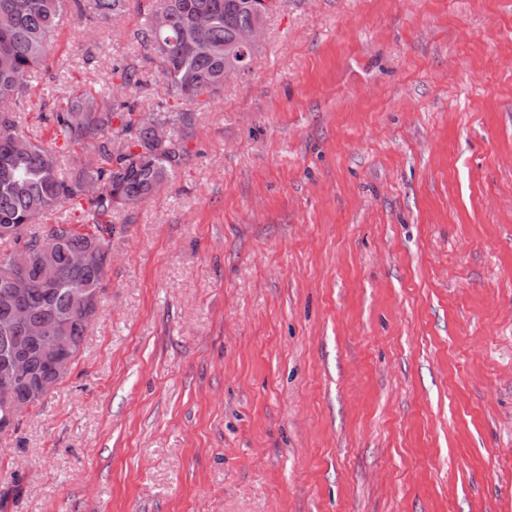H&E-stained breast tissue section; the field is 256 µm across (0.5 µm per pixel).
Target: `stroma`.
Segmentation results:
<instances>
[{
  "label": "stroma",
  "instance_id": "obj_1",
  "mask_svg": "<svg viewBox=\"0 0 512 512\" xmlns=\"http://www.w3.org/2000/svg\"><path fill=\"white\" fill-rule=\"evenodd\" d=\"M64 15L16 108L140 66ZM112 214L71 373L0 435V512H512V0H282Z\"/></svg>",
  "mask_w": 512,
  "mask_h": 512
}]
</instances>
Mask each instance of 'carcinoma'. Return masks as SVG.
I'll return each mask as SVG.
<instances>
[{"label":"carcinoma","mask_w":512,"mask_h":512,"mask_svg":"<svg viewBox=\"0 0 512 512\" xmlns=\"http://www.w3.org/2000/svg\"><path fill=\"white\" fill-rule=\"evenodd\" d=\"M152 8L138 31L150 51L149 62L169 93L186 101L216 94L224 87V44L256 18L260 0H151ZM127 0H0V227L12 233L0 241L25 249L29 262L9 265L0 253V374L18 351L41 395L13 387L12 396L38 404L60 383L39 340L28 335L35 324L46 336H59L64 351L77 359L89 326V310L80 290L101 292L111 260L112 212L133 208L154 194L187 160L185 130L194 113L173 112L159 102L149 112L137 103L75 83L63 91L55 109L42 115L52 125L48 142L28 137L10 118L31 87L32 75L44 62L65 5L80 17L109 18L125 11ZM163 10L168 27L155 28L152 18ZM211 18L207 39H194V20ZM119 124H114V121ZM170 125L164 143L155 139L154 124ZM90 206L89 224H54L38 236L29 233L48 212L69 204ZM77 253L89 254L85 265H72ZM17 275L26 292L8 293L6 279ZM27 322L15 320L17 312Z\"/></svg>","instance_id":"obj_1"}]
</instances>
